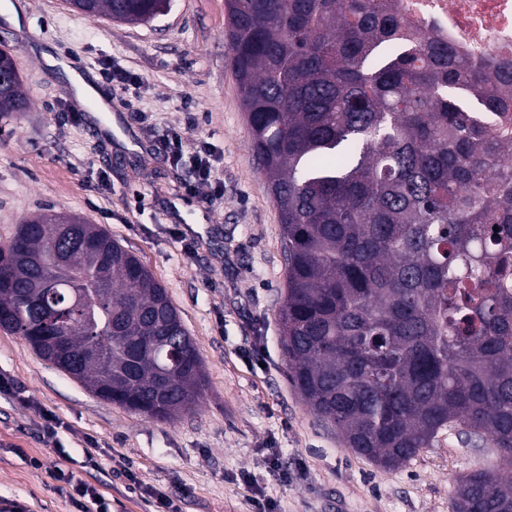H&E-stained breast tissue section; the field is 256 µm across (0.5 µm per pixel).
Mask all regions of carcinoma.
Segmentation results:
<instances>
[{
  "instance_id": "1",
  "label": "carcinoma",
  "mask_w": 512,
  "mask_h": 512,
  "mask_svg": "<svg viewBox=\"0 0 512 512\" xmlns=\"http://www.w3.org/2000/svg\"><path fill=\"white\" fill-rule=\"evenodd\" d=\"M171 0H65L150 23ZM253 155L280 216L290 378L347 447L383 467L440 435L497 449L452 512H512V64L403 26L396 0H225ZM30 107L21 78L0 117ZM498 230H493V227ZM0 327L101 400L166 421L203 396L166 289L97 224L22 220L0 247ZM100 351L83 359L88 348Z\"/></svg>"
}]
</instances>
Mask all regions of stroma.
<instances>
[{
  "instance_id": "1",
  "label": "stroma",
  "mask_w": 512,
  "mask_h": 512,
  "mask_svg": "<svg viewBox=\"0 0 512 512\" xmlns=\"http://www.w3.org/2000/svg\"><path fill=\"white\" fill-rule=\"evenodd\" d=\"M224 0H172L147 24L91 19L63 0H28L24 24L0 36L16 57L28 111L0 118V246L29 214L65 211L100 225L135 252L167 289L194 339L206 387L196 409L168 421L96 397L0 329V512H76L58 470L104 494L111 512H154L153 494L178 512H452L454 488L493 448L442 437L396 468L346 448L293 386L279 343L286 280L280 221L253 156L225 38ZM102 76L112 86L113 142L75 118L66 74L35 49ZM178 131L208 143L222 193L188 188L156 140ZM194 249L185 252L182 236ZM61 422L56 440L39 411Z\"/></svg>"
}]
</instances>
